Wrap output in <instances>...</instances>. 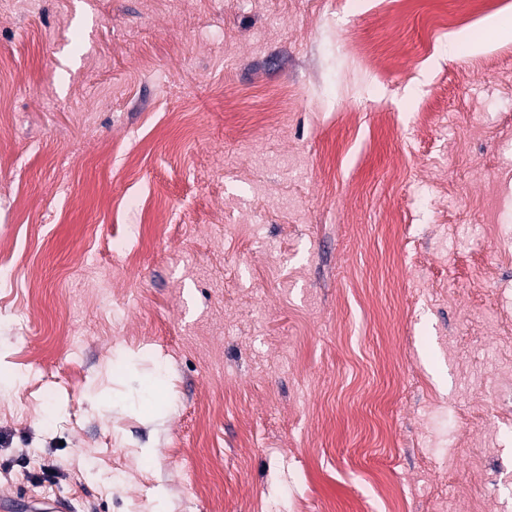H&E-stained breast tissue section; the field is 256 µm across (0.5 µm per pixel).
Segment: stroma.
Returning a JSON list of instances; mask_svg holds the SVG:
<instances>
[{
    "label": "stroma",
    "instance_id": "obj_1",
    "mask_svg": "<svg viewBox=\"0 0 512 512\" xmlns=\"http://www.w3.org/2000/svg\"><path fill=\"white\" fill-rule=\"evenodd\" d=\"M37 2L0 11V494L348 512L374 471L512 512V8Z\"/></svg>",
    "mask_w": 512,
    "mask_h": 512
}]
</instances>
